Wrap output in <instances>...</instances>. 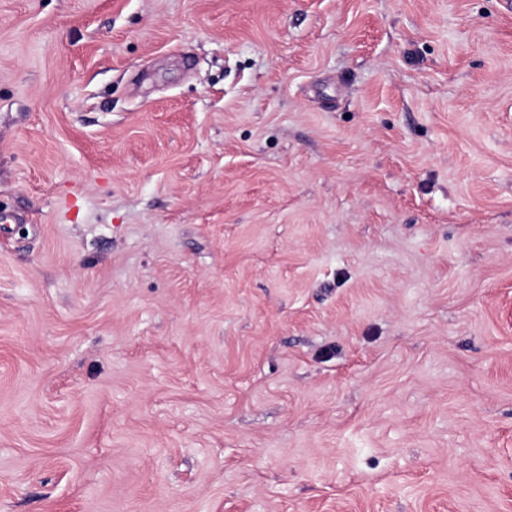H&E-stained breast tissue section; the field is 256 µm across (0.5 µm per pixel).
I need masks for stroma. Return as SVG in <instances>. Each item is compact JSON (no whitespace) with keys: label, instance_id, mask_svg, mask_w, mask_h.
<instances>
[{"label":"stroma","instance_id":"35a3bbf8","mask_svg":"<svg viewBox=\"0 0 512 512\" xmlns=\"http://www.w3.org/2000/svg\"><path fill=\"white\" fill-rule=\"evenodd\" d=\"M0 512H512V0H0Z\"/></svg>","mask_w":512,"mask_h":512}]
</instances>
